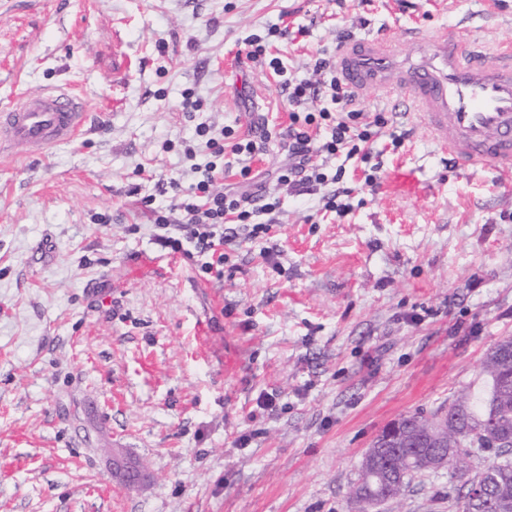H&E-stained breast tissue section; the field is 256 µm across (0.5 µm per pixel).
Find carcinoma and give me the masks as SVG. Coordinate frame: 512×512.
<instances>
[{
    "label": "carcinoma",
    "instance_id": "obj_1",
    "mask_svg": "<svg viewBox=\"0 0 512 512\" xmlns=\"http://www.w3.org/2000/svg\"><path fill=\"white\" fill-rule=\"evenodd\" d=\"M482 385L466 388L448 402V431L434 448L422 439L411 420L402 418L405 448L396 455V462L407 471L404 480H386L382 460L360 464L358 481L351 492L365 499L393 501L400 498L412 479L439 468L460 469L461 436L468 437L466 448H479L490 453L484 468L464 482L463 512H512V447L504 448L489 437L486 424H495L497 439H512V338L495 344L487 353L481 368Z\"/></svg>",
    "mask_w": 512,
    "mask_h": 512
}]
</instances>
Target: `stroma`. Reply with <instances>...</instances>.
I'll return each instance as SVG.
<instances>
[{
    "mask_svg": "<svg viewBox=\"0 0 512 512\" xmlns=\"http://www.w3.org/2000/svg\"><path fill=\"white\" fill-rule=\"evenodd\" d=\"M281 22L306 30L272 43L291 78L344 30L512 44V0H0V107L74 88L88 112L78 141L0 154V512H356L376 435L443 412L512 337V179L458 173L401 97L358 98L406 135L375 143L377 189L327 163L346 213L272 177L288 105L242 40ZM202 122L272 133L249 165L273 228L226 245L220 281L152 243L143 205H172ZM462 483L436 470L380 512H461Z\"/></svg>",
    "mask_w": 512,
    "mask_h": 512,
    "instance_id": "35a3bbf8",
    "label": "stroma"
}]
</instances>
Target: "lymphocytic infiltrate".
<instances>
[{
    "mask_svg": "<svg viewBox=\"0 0 512 512\" xmlns=\"http://www.w3.org/2000/svg\"><path fill=\"white\" fill-rule=\"evenodd\" d=\"M290 123L283 138L288 147V163L280 168L277 180L288 185L295 194L315 193L327 188L324 207L345 212L341 196L350 195V188L341 187L339 175H328L323 166L314 164L315 155L335 156L345 152L347 157L369 162L375 142L382 136L388 122L381 115H368L359 105L356 93L340 81L336 63L328 57L316 58L312 75L308 78L285 80ZM329 93L330 106L312 111L311 103L322 93ZM328 131L325 141H317L313 135L316 128ZM196 136L205 140L210 154L204 163H196L194 147H186L185 155L193 159L195 173L189 185H182L173 178L169 186L176 202L174 211L179 218H172V211L155 206L153 198H145V205L153 213L154 242L161 248L178 253L186 258H200L199 269L207 277L220 280L224 277V247L232 243L237 235L254 239L269 234L272 229L266 217L276 205L271 202L261 184L251 174L249 166H242V185L234 192L225 191L224 142L233 139V154L253 157L258 145L251 139L234 140V131L224 128L213 131L209 126L198 125Z\"/></svg>",
    "mask_w": 512,
    "mask_h": 512,
    "instance_id": "obj_1",
    "label": "lymphocytic infiltrate"
}]
</instances>
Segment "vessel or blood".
<instances>
[{"label": "vessel or blood", "instance_id": "obj_1", "mask_svg": "<svg viewBox=\"0 0 512 512\" xmlns=\"http://www.w3.org/2000/svg\"><path fill=\"white\" fill-rule=\"evenodd\" d=\"M336 70L357 93L404 94L455 168L512 173V47H488L444 31L347 39ZM86 115L79 94L49 89L0 108V144L40 152L74 140Z\"/></svg>", "mask_w": 512, "mask_h": 512}]
</instances>
